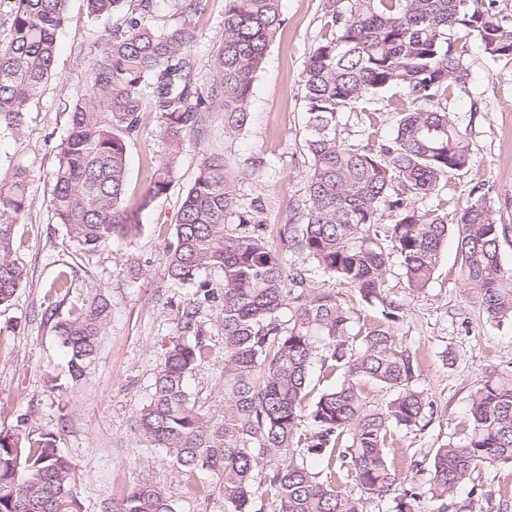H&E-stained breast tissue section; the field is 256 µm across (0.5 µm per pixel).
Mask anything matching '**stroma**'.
<instances>
[{
    "mask_svg": "<svg viewBox=\"0 0 512 512\" xmlns=\"http://www.w3.org/2000/svg\"><path fill=\"white\" fill-rule=\"evenodd\" d=\"M328 0H281L282 28L254 80L247 126L224 132L215 112L203 135L188 136L178 160V178L166 196L140 217L133 239H112L95 253L69 244L50 212L49 176L66 136L73 103L86 88L90 51L121 16L92 19L85 0H69L68 20L56 39L55 73L32 104L21 133L0 129V174L15 168L30 174V209L19 224L18 253L27 281L14 300L0 307V428L59 433L60 450L77 466L83 512H105L115 494L142 482L162 488L177 512H224L219 495L202 498L182 483L163 449L150 448L136 431L161 361L159 344L176 330L193 298L192 288L174 284L164 251L174 236L181 198L192 185L204 154H222L236 181L243 207L256 208L260 223L279 227L304 203L311 159L305 146V67L310 49L328 32ZM225 0H202L196 16V83L209 81L213 55L223 37ZM469 69V84L448 102L469 149V166L448 179L441 196L418 198L423 213L438 210L456 223L468 206L483 203L504 224L501 258L512 268V60H492L470 37L456 42ZM409 91L395 87L363 101L344 128L346 142L376 145L391 138L394 110L408 107ZM166 145L152 112L127 142L128 193L140 197ZM259 170H252L253 161ZM74 270L68 297H55L57 316L71 300L103 294L111 305L109 329L97 357L79 384L66 375L67 354L45 317L44 295L61 266ZM456 239H449L432 283L408 294L398 266L385 288L403 309L392 329L415 352L419 384L434 414L424 427L395 434L389 456L401 480L426 484L436 448L464 437L470 398L489 377L512 372V321H491L471 299L459 272ZM475 488H462L448 512H512V468L481 471Z\"/></svg>",
    "mask_w": 512,
    "mask_h": 512,
    "instance_id": "1",
    "label": "stroma"
}]
</instances>
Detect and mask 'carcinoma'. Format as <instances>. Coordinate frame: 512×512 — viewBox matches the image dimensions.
I'll use <instances>...</instances> for the list:
<instances>
[{
    "label": "carcinoma",
    "mask_w": 512,
    "mask_h": 512,
    "mask_svg": "<svg viewBox=\"0 0 512 512\" xmlns=\"http://www.w3.org/2000/svg\"><path fill=\"white\" fill-rule=\"evenodd\" d=\"M86 2L97 19L119 11L124 0ZM201 2L169 0L177 22L159 28L147 22L156 0H137L136 12L95 46L89 89L76 100L50 176L54 223L86 253L137 234L140 214L176 182L185 137L199 131L208 114L224 113L226 134L247 124L256 72L282 25L281 0H226L224 36L203 86L192 77ZM464 2L346 0L339 9L331 2L330 34L310 50L305 68L307 197L295 223L279 230L281 242L304 253L311 268L288 262L266 225H253L238 211L223 156H206L184 194L166 264L174 283L203 299L184 307L176 333L161 340L162 362L138 433L147 446L164 449L197 492L210 493L196 482L197 472L213 473L224 512H364L371 498L392 500L394 512H430L433 501L447 512L448 499L474 481L478 469L512 464V374L492 376L472 395L466 438L435 450L426 488L405 487L389 460L388 439L434 413L416 386L417 359L391 326L362 330L353 308L309 287L311 269L332 276L395 321L401 305L384 296L391 256L399 259L408 293L418 294L432 282L453 235L471 298L490 320L512 318V269L500 252L505 227L489 208L474 205L450 224L411 204L413 197L437 194L469 163L462 132L443 106L469 79L452 33L473 36L494 60L512 59V23L492 12V0H482L479 12L466 11ZM68 3L14 0L11 37L0 46V127L22 131L54 72ZM393 87L407 88L427 107L399 113L393 136L376 148L345 143L343 114ZM147 109L167 154L142 196L130 202L126 142ZM28 183L24 168L0 177V305L26 284L17 226L29 207ZM386 209L394 212L389 225L382 223ZM233 213L238 223L231 225ZM212 272L224 282L216 341L201 329L203 304L215 298L207 281ZM71 288L65 265L51 289L66 297ZM110 321L109 304L96 293L53 322L71 381L94 363ZM217 348L224 352L219 409L186 384ZM368 383L394 397L374 405ZM59 441L54 432L0 428V512H80L76 464ZM313 460L324 470L312 467ZM348 479L359 494L347 490ZM110 512L175 507L145 482L112 498Z\"/></svg>",
    "instance_id": "cac0c4a2"
}]
</instances>
